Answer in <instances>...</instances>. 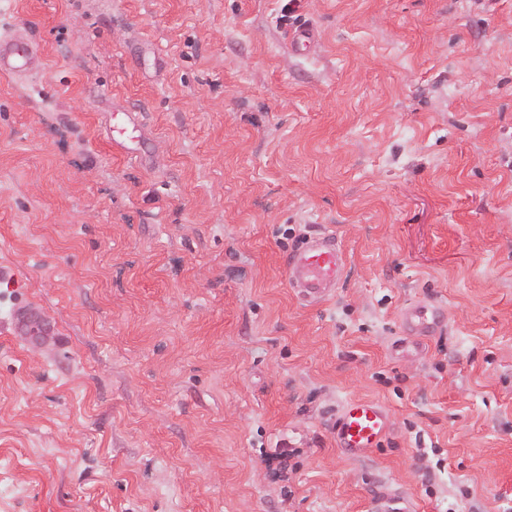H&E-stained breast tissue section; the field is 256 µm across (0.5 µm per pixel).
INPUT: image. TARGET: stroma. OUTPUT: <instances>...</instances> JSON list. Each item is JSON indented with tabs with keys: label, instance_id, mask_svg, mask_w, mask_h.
Here are the masks:
<instances>
[{
	"label": "stroma",
	"instance_id": "1",
	"mask_svg": "<svg viewBox=\"0 0 512 512\" xmlns=\"http://www.w3.org/2000/svg\"><path fill=\"white\" fill-rule=\"evenodd\" d=\"M287 2L0 0V512H512V0ZM35 61L32 47L22 41L0 42V72H20L30 68ZM288 279L305 300L328 295L342 280L346 257L330 234L309 237L286 261ZM442 316L436 310L415 307L403 315V324L407 331L418 336L430 335L441 323ZM338 448L350 456L377 448L388 428V413L378 403L353 401L346 403L336 416Z\"/></svg>",
	"mask_w": 512,
	"mask_h": 512
}]
</instances>
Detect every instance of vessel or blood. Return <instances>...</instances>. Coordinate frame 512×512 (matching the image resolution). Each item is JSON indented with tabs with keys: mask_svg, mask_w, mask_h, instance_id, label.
<instances>
[{
	"mask_svg": "<svg viewBox=\"0 0 512 512\" xmlns=\"http://www.w3.org/2000/svg\"><path fill=\"white\" fill-rule=\"evenodd\" d=\"M35 61L32 47L22 41L0 42V72H20ZM288 279L306 300L328 295L342 280L345 254L330 234L308 238L293 251L287 261ZM439 312L423 307L407 310L403 324L407 331L430 335L441 323ZM388 428V413L380 404L365 401L346 403L336 417L338 446L344 453L358 456L378 447Z\"/></svg>",
	"mask_w": 512,
	"mask_h": 512,
	"instance_id": "1",
	"label": "vessel or blood"
}]
</instances>
